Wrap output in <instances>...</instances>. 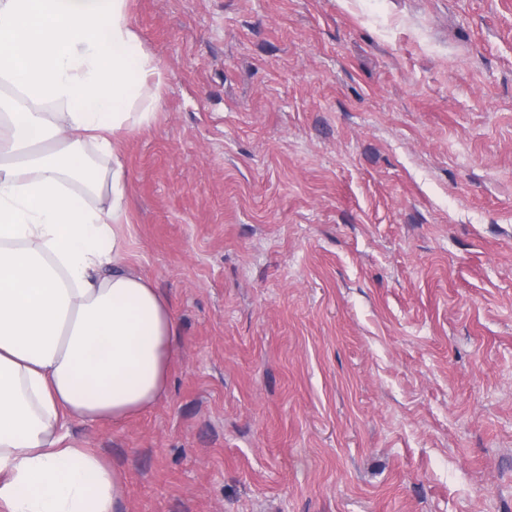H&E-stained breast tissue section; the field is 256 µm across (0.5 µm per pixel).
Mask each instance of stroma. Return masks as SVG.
Instances as JSON below:
<instances>
[{
  "mask_svg": "<svg viewBox=\"0 0 512 512\" xmlns=\"http://www.w3.org/2000/svg\"><path fill=\"white\" fill-rule=\"evenodd\" d=\"M165 394L119 512H512V0H128Z\"/></svg>",
  "mask_w": 512,
  "mask_h": 512,
  "instance_id": "obj_1",
  "label": "stroma"
}]
</instances>
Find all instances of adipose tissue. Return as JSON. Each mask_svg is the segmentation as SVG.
<instances>
[{
  "mask_svg": "<svg viewBox=\"0 0 512 512\" xmlns=\"http://www.w3.org/2000/svg\"><path fill=\"white\" fill-rule=\"evenodd\" d=\"M127 2L0 0V512H116V468L67 422H125L167 387L175 318L131 260L115 139L160 102Z\"/></svg>",
  "mask_w": 512,
  "mask_h": 512,
  "instance_id": "1",
  "label": "adipose tissue"
}]
</instances>
